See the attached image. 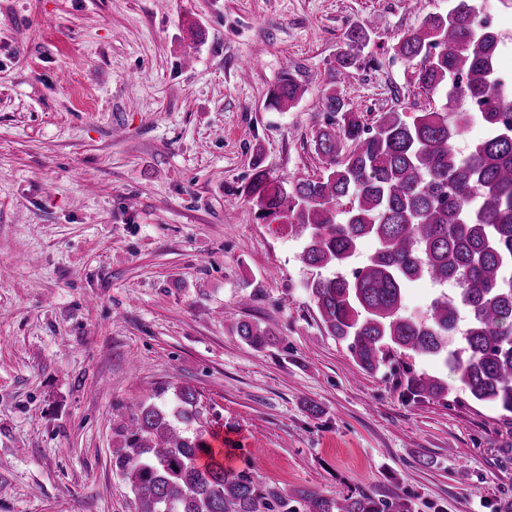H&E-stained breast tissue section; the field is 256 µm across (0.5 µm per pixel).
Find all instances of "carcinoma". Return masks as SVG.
<instances>
[{"instance_id": "1", "label": "carcinoma", "mask_w": 512, "mask_h": 512, "mask_svg": "<svg viewBox=\"0 0 512 512\" xmlns=\"http://www.w3.org/2000/svg\"><path fill=\"white\" fill-rule=\"evenodd\" d=\"M371 27L358 25L336 55L337 75L360 67ZM500 37L486 28L474 0H448L403 36L395 53L417 60L418 83L443 104L410 117L384 112L375 125L346 108L352 92L332 82L323 96L327 122L312 133L322 171L277 180L255 167L245 187L258 218L288 226L303 240L301 261L318 271L306 288L327 334L347 343L368 374L389 365L407 393L441 398L448 383L414 373L402 356L435 359L456 373L461 391L512 414V99L499 68ZM305 89L293 75L270 92L292 109ZM485 138L468 152L456 142L474 122ZM377 248L351 274L359 242ZM427 278L455 281L425 316L404 313L406 291ZM237 336L262 348L270 326L240 321ZM220 426L198 390L168 383L113 423L112 469L127 483L134 512H412L407 495L327 498L313 489L282 491L251 470L224 464Z\"/></svg>"}]
</instances>
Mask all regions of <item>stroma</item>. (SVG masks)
Wrapping results in <instances>:
<instances>
[{"label": "stroma", "mask_w": 512, "mask_h": 512, "mask_svg": "<svg viewBox=\"0 0 512 512\" xmlns=\"http://www.w3.org/2000/svg\"><path fill=\"white\" fill-rule=\"evenodd\" d=\"M512 74V0H478ZM448 0H0V512H133L112 422L195 387L268 485L512 512V421L405 393L323 329L312 271L243 192L320 172L310 134L348 31L353 111L437 100L394 46ZM294 109L269 103L286 74ZM272 325L254 348L236 322Z\"/></svg>", "instance_id": "stroma-1"}]
</instances>
